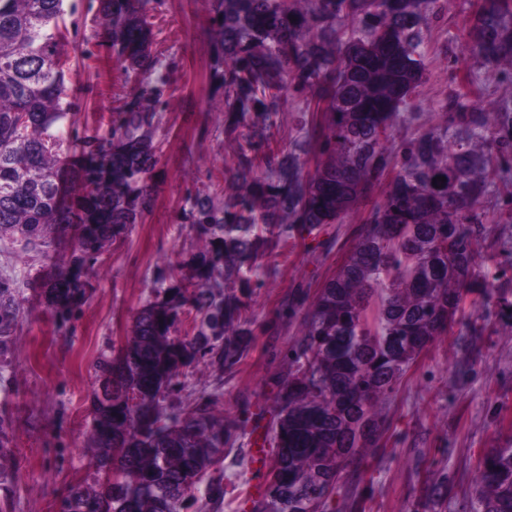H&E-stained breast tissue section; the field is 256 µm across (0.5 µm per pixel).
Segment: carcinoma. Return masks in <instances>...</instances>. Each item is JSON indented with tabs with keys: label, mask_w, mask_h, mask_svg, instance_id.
<instances>
[{
	"label": "carcinoma",
	"mask_w": 512,
	"mask_h": 512,
	"mask_svg": "<svg viewBox=\"0 0 512 512\" xmlns=\"http://www.w3.org/2000/svg\"><path fill=\"white\" fill-rule=\"evenodd\" d=\"M125 72L162 67L152 53L154 0H98ZM439 0H213L206 34L210 81L224 96V132L252 122L239 144L235 192L189 195L180 223L200 246L189 279L171 268L156 299L137 312L118 352L95 363L90 466L103 474L73 488L60 512H180L207 480L206 503L224 505L216 465L239 424L216 419L211 401L171 414L166 399L200 361L231 369L247 355L246 317L257 284L248 272L293 233L341 224L394 176L370 223L356 230L336 272L310 305L295 296L303 335L288 348V377L270 427L275 448L254 512H328L348 468L377 446L379 404L409 366L455 322L465 293L512 321V288L480 279L475 206L497 172L489 155L512 151V105L448 97L447 132L419 133L394 155L388 142L424 70L431 6ZM64 0H0V240L47 263L26 282L42 288L61 321L87 297L85 269L142 223L155 201V140L164 78L146 79L107 130L63 142L68 119L59 44ZM466 36L488 66L512 64V0H480ZM305 98L301 136L288 150L267 129L283 91ZM72 156L71 195L59 169ZM316 159L314 170L306 160ZM442 180L433 182V179ZM72 233L66 270L53 269L56 236ZM20 283L0 274V371L20 315ZM193 333L177 335L186 305ZM9 424L0 418V488L11 478ZM469 512H512V446L487 448Z\"/></svg>",
	"instance_id": "carcinoma-1"
}]
</instances>
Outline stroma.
Listing matches in <instances>:
<instances>
[{
	"mask_svg": "<svg viewBox=\"0 0 512 512\" xmlns=\"http://www.w3.org/2000/svg\"><path fill=\"white\" fill-rule=\"evenodd\" d=\"M73 2L60 24V50L76 127L94 136L99 116L135 97L142 77L121 69L97 0ZM477 3L444 0L424 46L423 76L400 112L391 149L426 129L446 128L442 106L449 96L512 103V66H486L464 42ZM209 8L210 0H159L150 12L153 51L171 85L156 132L161 158L152 210L87 270L89 296L67 323L58 322L40 288H21L15 347L0 376V417L9 424L12 448V479L0 489L5 512H59L73 487L96 481L88 466L98 385L93 365L101 353L124 345L136 312L156 295L160 270L175 265L189 274L199 240L178 221L186 196L234 188L217 174L233 167L250 129L224 132V99L209 80ZM305 107L303 97L286 94L270 130L273 147H291ZM492 165L502 181L476 206L489 246L479 263L486 279L504 283L512 281V160L496 154ZM368 215V206H358L317 238L298 236L275 249L251 273L258 287L247 312L255 331L247 356L230 371L205 363L189 368L184 390L169 397V410L184 412L209 396L216 417L242 421L224 449L225 485L256 477L252 450L274 419L288 371L284 354L302 332L300 319L285 312L289 297L316 294L341 263L353 227ZM381 412L385 426L378 443L336 490V512H350L353 500L363 512H466L483 450L512 445V326L498 320L495 307L478 308L465 297L447 335L410 365ZM441 480L447 494L428 499V486Z\"/></svg>",
	"mask_w": 512,
	"mask_h": 512,
	"instance_id": "35a3bbf8",
	"label": "stroma"
}]
</instances>
